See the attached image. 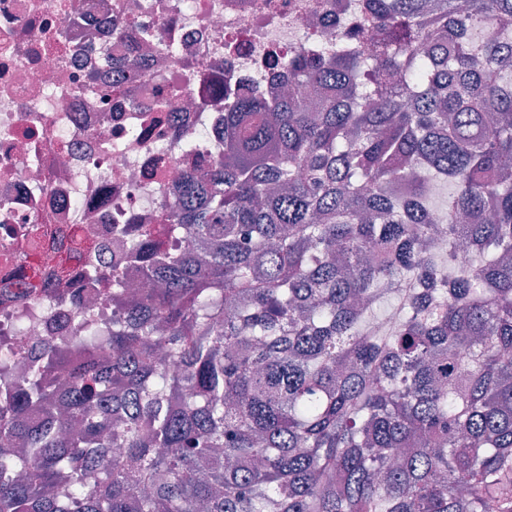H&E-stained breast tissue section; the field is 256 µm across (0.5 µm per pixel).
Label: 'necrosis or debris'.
<instances>
[{
	"mask_svg": "<svg viewBox=\"0 0 512 512\" xmlns=\"http://www.w3.org/2000/svg\"><path fill=\"white\" fill-rule=\"evenodd\" d=\"M347 2L316 13L314 0H0V253L14 246L6 228L77 224L106 266L124 267L113 225L154 223L181 169L224 156L211 80L274 96L270 56L293 53L311 22L335 27ZM134 26L154 30L148 53L117 38ZM62 31L81 51L58 45ZM74 308L0 304V348L15 355L1 389L37 342L74 334Z\"/></svg>",
	"mask_w": 512,
	"mask_h": 512,
	"instance_id": "4bbe7bcc",
	"label": "necrosis or debris"
}]
</instances>
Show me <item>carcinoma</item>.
Segmentation results:
<instances>
[{"label":"carcinoma","mask_w":512,"mask_h":512,"mask_svg":"<svg viewBox=\"0 0 512 512\" xmlns=\"http://www.w3.org/2000/svg\"><path fill=\"white\" fill-rule=\"evenodd\" d=\"M353 17L288 57L297 92L224 103V159L128 243L139 293L25 228L0 291L75 275L112 329L78 305L0 397V512H512V0Z\"/></svg>","instance_id":"cac0c4a2"}]
</instances>
